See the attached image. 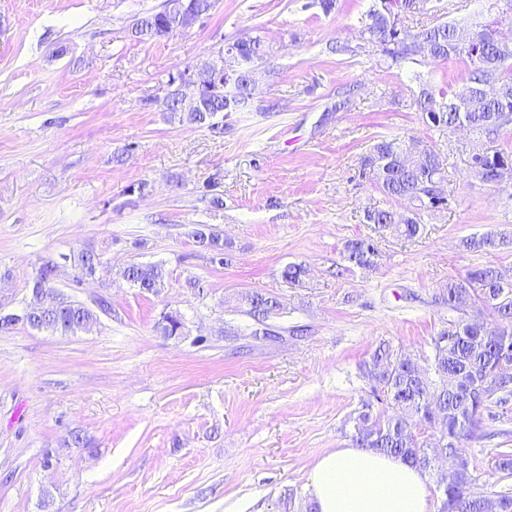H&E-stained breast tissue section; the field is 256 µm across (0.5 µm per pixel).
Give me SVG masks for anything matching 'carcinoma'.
I'll use <instances>...</instances> for the list:
<instances>
[{
    "mask_svg": "<svg viewBox=\"0 0 512 512\" xmlns=\"http://www.w3.org/2000/svg\"><path fill=\"white\" fill-rule=\"evenodd\" d=\"M423 2L376 0L361 38L378 51L379 63L388 68L421 60L464 64V94L424 83L411 92V107L432 127L453 131L465 125L470 136L468 169H479L480 180L489 186L511 187L512 151L498 144V136L501 125L512 119V100L505 103L495 99L491 88L512 89V50L503 51L491 28L498 21L512 25V0H487L482 12L487 21L475 23L484 29V35L471 47L464 42L465 29L454 21L439 19L412 32L405 19L435 10ZM501 2L505 7H499ZM132 33L146 41L168 37L174 30L158 11L138 18ZM230 51L246 67L225 75L224 85L217 88L207 64L195 65L200 99L191 103L180 90H173L167 103L171 115L215 129L219 127L214 121L217 115L237 112L251 103L255 81L247 65L263 60L264 42L258 36L239 39L227 44L225 52ZM360 168L385 197L409 203L402 212L368 206L364 210L366 224L391 228L399 236L413 239L421 232L423 214L446 206L445 198L432 202V192L441 190L447 174L431 147L384 137L360 158ZM191 236L212 263L224 264V238L219 233L204 225L194 228ZM511 244V239L491 233L462 241L467 251L488 252ZM343 254L351 266L371 269L376 266L378 250L371 238L360 237L348 241ZM71 260L80 281L94 276L101 265L100 255L92 250L83 249ZM54 270L50 260L41 264L28 282L31 295L51 287ZM122 276L141 291L153 292L164 279V272L155 263H129ZM307 277V267L302 263H289L281 270V278L291 288L306 287ZM446 292L448 321L432 338L427 363L398 354L388 346L376 349L365 363V373L374 382L373 389L382 394L389 412L377 416L370 405H363L348 419L352 423L349 438L355 448L394 456L433 478L442 495L439 512H512V492L496 494V508L491 511L487 508L488 497L472 490L471 464L462 448L465 440L486 436L481 425L485 412L494 407L506 411L512 403V385L499 380L501 376L512 379V281L501 280L500 272L492 266H476L448 280ZM245 302L246 315L263 327L286 314L275 296L254 292L245 296ZM111 308L104 297L97 300L95 311L69 301L42 308L32 298L18 313L0 311V332H8L20 323L60 335L87 332L98 323V313ZM418 425L440 427L432 448L424 447L410 433ZM448 455L463 459V467L451 475L436 465L437 459Z\"/></svg>",
    "mask_w": 512,
    "mask_h": 512,
    "instance_id": "cac0c4a2",
    "label": "carcinoma"
}]
</instances>
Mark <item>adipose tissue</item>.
I'll list each match as a JSON object with an SVG mask.
<instances>
[{
	"mask_svg": "<svg viewBox=\"0 0 512 512\" xmlns=\"http://www.w3.org/2000/svg\"><path fill=\"white\" fill-rule=\"evenodd\" d=\"M308 489L316 512H429L426 475L366 448L347 445L319 457Z\"/></svg>",
	"mask_w": 512,
	"mask_h": 512,
	"instance_id": "ef3b65f1",
	"label": "adipose tissue"
}]
</instances>
